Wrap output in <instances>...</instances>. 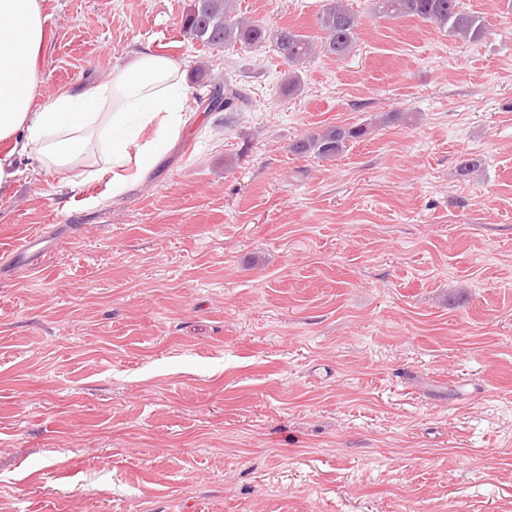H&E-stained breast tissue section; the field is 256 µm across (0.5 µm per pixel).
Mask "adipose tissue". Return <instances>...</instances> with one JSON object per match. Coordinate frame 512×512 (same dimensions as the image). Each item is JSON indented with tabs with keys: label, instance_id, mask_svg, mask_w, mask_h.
Listing matches in <instances>:
<instances>
[{
	"label": "adipose tissue",
	"instance_id": "1",
	"mask_svg": "<svg viewBox=\"0 0 512 512\" xmlns=\"http://www.w3.org/2000/svg\"><path fill=\"white\" fill-rule=\"evenodd\" d=\"M45 47L38 0H0V190L33 157L59 170L87 161L93 142L106 146L112 192L129 186L125 170L153 168L185 127L189 88L176 62L150 50L134 52L125 67L40 100L37 61Z\"/></svg>",
	"mask_w": 512,
	"mask_h": 512
}]
</instances>
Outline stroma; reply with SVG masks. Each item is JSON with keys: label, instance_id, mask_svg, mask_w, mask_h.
Listing matches in <instances>:
<instances>
[{"label": "stroma", "instance_id": "obj_1", "mask_svg": "<svg viewBox=\"0 0 512 512\" xmlns=\"http://www.w3.org/2000/svg\"><path fill=\"white\" fill-rule=\"evenodd\" d=\"M461 2L482 40L348 0L355 52L291 96L271 48L184 36L190 0H39L42 99L148 47L250 103L190 83L121 195L100 155L0 192V512H512V0ZM322 5L239 0L313 37ZM194 79L203 86L212 87L206 108L234 112L239 110L246 102V96L242 90L232 81L224 78V82H214V78L203 68H197ZM206 79V81H205ZM366 133L365 126H332L322 133H313L294 141L291 151L295 154L314 153L321 159L332 160L345 150L349 142L363 138ZM42 243L39 232L31 233L21 238L12 249L13 256L21 266L35 269L37 266L34 260L47 251L44 248H37Z\"/></svg>", "mask_w": 512, "mask_h": 512}]
</instances>
